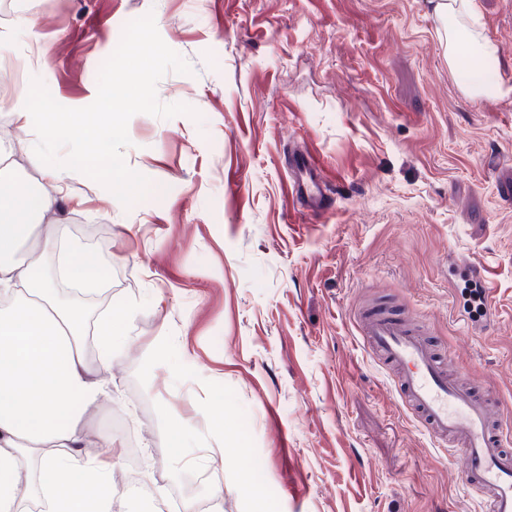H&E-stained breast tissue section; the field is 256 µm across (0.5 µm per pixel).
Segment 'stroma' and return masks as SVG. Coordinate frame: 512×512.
<instances>
[{"instance_id": "35a3bbf8", "label": "stroma", "mask_w": 512, "mask_h": 512, "mask_svg": "<svg viewBox=\"0 0 512 512\" xmlns=\"http://www.w3.org/2000/svg\"><path fill=\"white\" fill-rule=\"evenodd\" d=\"M512 85V0H478ZM0 18V63L23 60L0 107L14 125L32 78L90 105L124 26L153 14L191 66L157 84L196 117L139 113L127 166L149 196L124 207L63 171L52 219L112 244L94 319L115 318L110 400L83 418L137 444L152 501H208L192 461L223 415L226 454L266 512H479L363 346L352 311L395 299L448 344L512 427V97L474 102L448 69L430 0H23ZM299 152L335 201L315 214L288 175ZM491 288L482 320L464 264ZM462 295L465 299L464 308L474 320H479L486 314L484 296L480 288L473 282L468 281L462 289Z\"/></svg>"}]
</instances>
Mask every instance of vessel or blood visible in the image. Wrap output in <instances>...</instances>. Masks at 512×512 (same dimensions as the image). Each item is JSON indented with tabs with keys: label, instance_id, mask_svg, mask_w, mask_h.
Wrapping results in <instances>:
<instances>
[{
	"label": "vessel or blood",
	"instance_id": "b4317fda",
	"mask_svg": "<svg viewBox=\"0 0 512 512\" xmlns=\"http://www.w3.org/2000/svg\"><path fill=\"white\" fill-rule=\"evenodd\" d=\"M288 172L305 205L322 209L327 192L315 163L296 155ZM355 322L365 348L392 370L399 399L437 446L448 448L483 512H512V436L503 429L499 403L462 380L454 361L435 351L414 310L367 301L357 308Z\"/></svg>",
	"mask_w": 512,
	"mask_h": 512
}]
</instances>
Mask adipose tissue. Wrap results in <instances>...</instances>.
I'll list each match as a JSON object with an SVG mask.
<instances>
[{"instance_id":"ef3b65f1","label":"adipose tissue","mask_w":512,"mask_h":512,"mask_svg":"<svg viewBox=\"0 0 512 512\" xmlns=\"http://www.w3.org/2000/svg\"><path fill=\"white\" fill-rule=\"evenodd\" d=\"M433 11L461 93L473 101L512 96L477 0H434ZM9 168L0 153V293L9 298L0 305V512H28L29 500L48 502L49 512H131L112 489L121 460L115 434L99 439L109 456L82 451V414L109 390L86 361L83 323L52 300L53 278L43 276L40 259L53 257L55 276L88 292L102 289L103 274L80 256L68 225L44 224L52 198L18 188Z\"/></svg>"}]
</instances>
